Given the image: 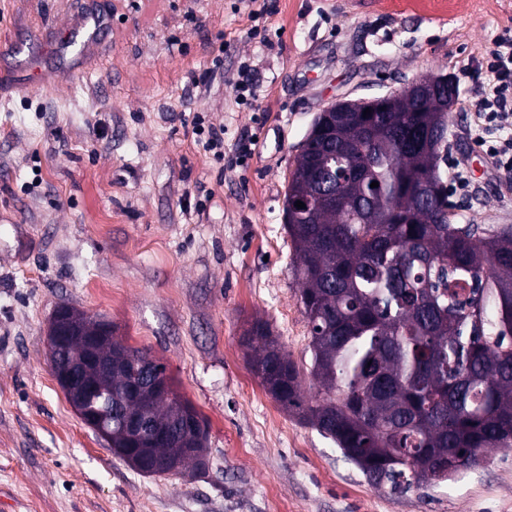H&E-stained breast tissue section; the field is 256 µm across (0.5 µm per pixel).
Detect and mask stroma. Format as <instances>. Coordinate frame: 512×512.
Segmentation results:
<instances>
[{
    "mask_svg": "<svg viewBox=\"0 0 512 512\" xmlns=\"http://www.w3.org/2000/svg\"><path fill=\"white\" fill-rule=\"evenodd\" d=\"M93 2L112 25L85 74L25 91L0 59V512H512V449L438 484L372 485L263 389L239 343L267 321L314 394L283 206L331 102L447 73L448 141L478 187L456 221L512 225V174H489L463 135L466 71L512 31V0H272L262 40L251 0H0V44L65 30ZM197 115L223 125L225 154L253 139L246 163L205 151ZM62 305L166 366L208 422L206 470L141 475L83 423L47 356Z\"/></svg>",
    "mask_w": 512,
    "mask_h": 512,
    "instance_id": "obj_1",
    "label": "stroma"
}]
</instances>
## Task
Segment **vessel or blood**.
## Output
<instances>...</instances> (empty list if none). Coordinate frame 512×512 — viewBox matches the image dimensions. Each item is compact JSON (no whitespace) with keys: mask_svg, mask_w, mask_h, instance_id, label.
<instances>
[{"mask_svg":"<svg viewBox=\"0 0 512 512\" xmlns=\"http://www.w3.org/2000/svg\"><path fill=\"white\" fill-rule=\"evenodd\" d=\"M109 21L88 12L77 17L61 37L43 36L37 40L12 42L8 53L28 76V85H36L42 70L52 67L67 76L80 73L97 53Z\"/></svg>","mask_w":512,"mask_h":512,"instance_id":"obj_1","label":"vessel or blood"}]
</instances>
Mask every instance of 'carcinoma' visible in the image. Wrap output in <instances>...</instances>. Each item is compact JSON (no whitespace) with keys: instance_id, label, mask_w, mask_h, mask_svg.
Wrapping results in <instances>:
<instances>
[{"instance_id":"obj_1","label":"carcinoma","mask_w":512,"mask_h":512,"mask_svg":"<svg viewBox=\"0 0 512 512\" xmlns=\"http://www.w3.org/2000/svg\"><path fill=\"white\" fill-rule=\"evenodd\" d=\"M425 96L401 89L386 112L365 116L357 98L319 113L288 182L284 227L316 394H301L268 322L240 338L275 401L394 488L444 481L512 447V225L454 222L441 167L448 99L419 111ZM88 376V405L112 400V451L133 470L178 472L206 457L208 431L179 423L196 410L176 392L138 380L120 354L112 373Z\"/></svg>"}]
</instances>
